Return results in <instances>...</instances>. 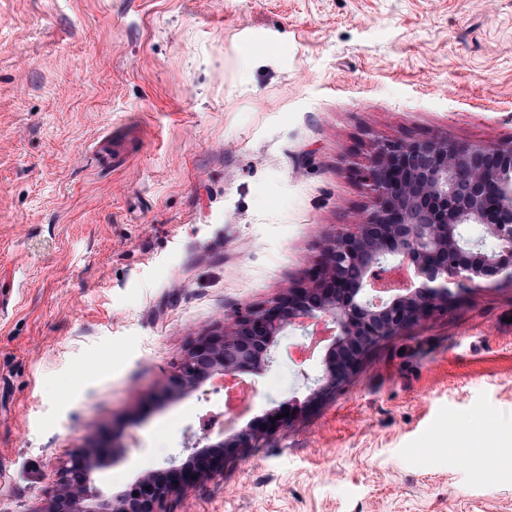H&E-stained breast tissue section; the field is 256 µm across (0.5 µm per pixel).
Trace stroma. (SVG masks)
I'll return each mask as SVG.
<instances>
[{
  "label": "stroma",
  "instance_id": "1",
  "mask_svg": "<svg viewBox=\"0 0 512 512\" xmlns=\"http://www.w3.org/2000/svg\"><path fill=\"white\" fill-rule=\"evenodd\" d=\"M512 141V0H0V512L90 431L112 487L224 395L190 345L371 205L377 141ZM284 339L165 512H512V285L461 292L307 404ZM301 408L297 422L272 414Z\"/></svg>",
  "mask_w": 512,
  "mask_h": 512
}]
</instances>
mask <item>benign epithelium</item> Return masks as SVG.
I'll use <instances>...</instances> for the list:
<instances>
[{
  "instance_id": "7a95c632",
  "label": "benign epithelium",
  "mask_w": 512,
  "mask_h": 512,
  "mask_svg": "<svg viewBox=\"0 0 512 512\" xmlns=\"http://www.w3.org/2000/svg\"><path fill=\"white\" fill-rule=\"evenodd\" d=\"M364 178L372 207L336 235L306 281L287 286L266 304L227 316L228 331L201 337L166 392L198 390L213 375L241 378L275 359L280 340L301 332V376L317 400L338 390L379 341L439 312L459 292L492 282L512 283V143H461L447 138L386 139L376 143ZM469 224L484 227L472 239ZM260 435L186 449L162 473L145 472L114 492L95 484L112 464V447L94 435L70 455L31 512H165L169 497L203 481L232 448Z\"/></svg>"
}]
</instances>
